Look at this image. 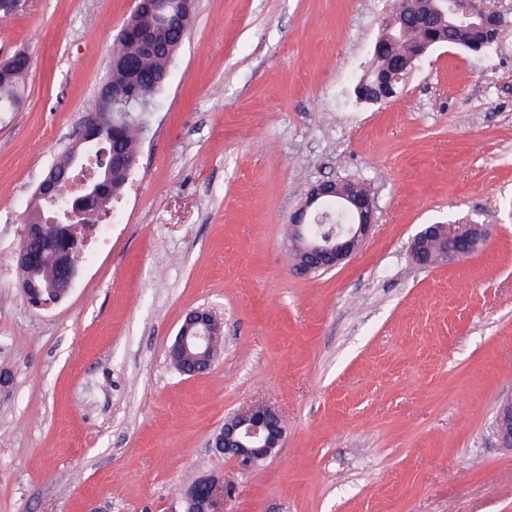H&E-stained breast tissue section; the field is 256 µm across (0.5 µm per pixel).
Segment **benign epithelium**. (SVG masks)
I'll use <instances>...</instances> for the list:
<instances>
[{
  "instance_id": "benign-epithelium-1",
  "label": "benign epithelium",
  "mask_w": 512,
  "mask_h": 512,
  "mask_svg": "<svg viewBox=\"0 0 512 512\" xmlns=\"http://www.w3.org/2000/svg\"><path fill=\"white\" fill-rule=\"evenodd\" d=\"M442 8L458 19L477 20L486 31L496 28V21L505 20V14H512V0H441ZM416 21L421 24L430 20L419 11L417 0H408L406 7L394 15L389 21L386 31H392L397 24L405 21ZM120 37L143 43L151 41L149 32L126 23ZM119 68L125 73L124 80H112V69ZM405 77L400 72L389 70L382 74L379 88L363 87L364 99L370 101H387L394 97L393 86L402 82ZM140 78L138 64L129 58L112 57L107 70L104 89L100 92V105L106 109L116 108L120 111L134 109L140 105ZM96 116L89 115L81 125L77 144H94L97 135L94 133ZM90 163L100 167L115 165L129 166L132 161L112 155V151L101 149L87 157ZM109 192L103 184L92 178L66 179L56 169H50L38 184L34 194L35 203H45L38 207V225L28 226L24 241L16 252L21 262L36 263L44 254L53 259L58 274V297L43 298L40 288L30 285L24 289L29 300L36 306L49 307L58 303L66 296L77 276V256L83 245L82 232L87 227L86 218L92 201ZM343 196L348 200L345 204L354 217V223L323 237L316 243L305 233L306 216L324 197ZM376 203L366 193H345L342 183L335 180H322L313 184L306 196L304 205L293 215V226L297 227L299 238L292 239V246L302 255L306 271H330L353 256L368 238L376 224ZM435 237L443 246H451L452 250L443 252V256L462 257L474 250L471 246L473 228L456 229L450 224H431L420 230L410 241L408 249L412 258L421 266H428L425 259L427 244ZM213 314L206 308H195L184 316L179 334L173 344L178 350L189 348L200 351L199 363L186 368L183 373L194 376L201 370L211 367L208 348L213 339ZM496 436L502 447L512 451V408L498 407L496 412ZM284 425L280 414L269 405H252L233 415L224 422V429L213 441V448L219 454L229 456L243 470L255 467L260 461L274 455L281 444ZM206 498L208 512H224V484L212 478L202 477L196 480L183 492V500L187 505L185 512H195L201 498Z\"/></svg>"
}]
</instances>
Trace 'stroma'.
<instances>
[{
  "label": "stroma",
  "instance_id": "1",
  "mask_svg": "<svg viewBox=\"0 0 512 512\" xmlns=\"http://www.w3.org/2000/svg\"><path fill=\"white\" fill-rule=\"evenodd\" d=\"M395 0H195L121 214L56 306L14 255L36 186L77 139L133 0H23L0 58H31L0 112V512H183L213 474L224 512H512V35L440 45L404 92L357 99ZM377 222L344 265L294 270L285 229L321 180ZM427 224L485 232L416 264ZM224 324L212 369L168 359L185 314ZM254 403L286 426L244 471L214 455Z\"/></svg>",
  "mask_w": 512,
  "mask_h": 512
}]
</instances>
